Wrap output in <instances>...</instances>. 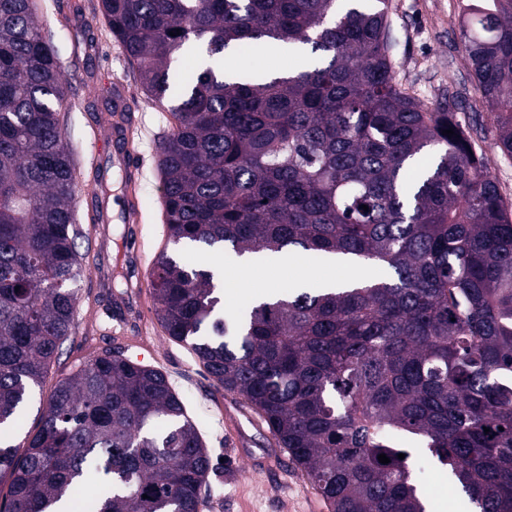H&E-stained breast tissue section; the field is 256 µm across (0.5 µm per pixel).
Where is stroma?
<instances>
[{
	"label": "stroma",
	"mask_w": 512,
	"mask_h": 512,
	"mask_svg": "<svg viewBox=\"0 0 512 512\" xmlns=\"http://www.w3.org/2000/svg\"><path fill=\"white\" fill-rule=\"evenodd\" d=\"M472 0H390L396 78L427 103L460 93L458 120L483 149L489 171L512 203V158L494 146L490 108L474 85L461 41V23ZM47 35L59 43L61 71L78 95L64 114V131L77 165L76 222L83 230L77 251L87 271L73 285L80 303L76 326L46 378L47 386L81 364L118 347L139 363L160 369L189 399L215 469L202 494L205 512H328L325 503L291 460L265 463L274 440L265 424L253 423L250 408L217 388L192 354L160 329L143 277L164 239L157 153L168 131V114L141 90L126 54L104 24L86 28L97 0H40ZM132 103L129 139L139 151L135 185L112 140H100L111 118L114 83ZM136 193L138 216L130 218L128 193ZM349 266L335 262L289 263L287 258L247 268L228 265L217 280L224 313L239 311V293L279 294L319 278L343 280Z\"/></svg>",
	"instance_id": "35a3bbf8"
}]
</instances>
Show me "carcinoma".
Segmentation results:
<instances>
[{
    "label": "carcinoma",
    "mask_w": 512,
    "mask_h": 512,
    "mask_svg": "<svg viewBox=\"0 0 512 512\" xmlns=\"http://www.w3.org/2000/svg\"><path fill=\"white\" fill-rule=\"evenodd\" d=\"M374 2L98 0L91 20L169 114L168 243L388 272L223 316L213 272L165 248L155 314L330 512H430L406 436L476 512H512V206L456 113L399 86L389 0ZM38 11L0 0V512H60L83 483L98 487L83 512H201L213 466L185 398L118 348L58 381L38 428L14 434L75 329L67 284L83 273L65 79ZM461 33L512 157V0L472 6ZM285 47L317 62L286 76L211 63Z\"/></svg>",
    "instance_id": "carcinoma-1"
}]
</instances>
